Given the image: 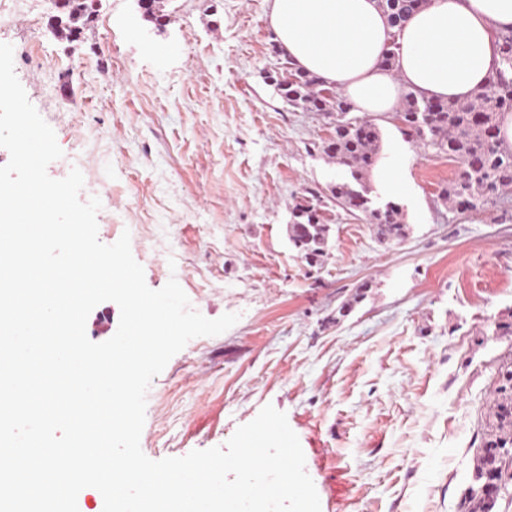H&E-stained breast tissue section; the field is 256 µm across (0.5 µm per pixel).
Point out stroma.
<instances>
[{"instance_id": "obj_1", "label": "stroma", "mask_w": 512, "mask_h": 512, "mask_svg": "<svg viewBox=\"0 0 512 512\" xmlns=\"http://www.w3.org/2000/svg\"><path fill=\"white\" fill-rule=\"evenodd\" d=\"M267 0H95L78 39L55 0H0V43L84 176L98 236H131L149 288L176 278L228 331L197 337L147 392L150 459L225 446L267 405L287 416L321 512H457L490 431L496 371L512 359V190L461 213L441 191L459 164L378 114L361 178L399 204L408 235L382 245L330 187L334 120L284 102ZM395 170L384 179V170ZM330 228L313 266L288 239L296 205ZM367 292L345 318L337 309Z\"/></svg>"}]
</instances>
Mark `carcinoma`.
Here are the masks:
<instances>
[{
	"instance_id": "1",
	"label": "carcinoma",
	"mask_w": 512,
	"mask_h": 512,
	"mask_svg": "<svg viewBox=\"0 0 512 512\" xmlns=\"http://www.w3.org/2000/svg\"><path fill=\"white\" fill-rule=\"evenodd\" d=\"M392 26L401 25L418 5L416 0H378ZM70 36L81 33L92 6L88 0H61ZM503 70L491 77L487 85L467 104L453 100L428 98L408 92L396 112L405 132L425 149H435L460 162L456 179L443 191V196L458 211L474 210L496 204L500 194L512 187V151L501 146L497 115L512 112V30L499 35ZM322 82L304 71L293 73L292 79L276 83L278 94L290 105L315 112L336 113L335 137L324 152L350 169L353 178L377 162L379 129L371 119H349L351 103L340 92L323 94ZM333 195L346 209L364 215L373 225L378 239H399L406 234L399 205L393 201L377 204L365 194H357L347 181L333 187ZM288 225L289 240L309 265L317 263L327 243V225L319 223L314 208L298 206ZM493 409L495 433L485 438L477 458L473 484L460 499L464 512H494L497 500L492 487L512 466V362L498 372Z\"/></svg>"
}]
</instances>
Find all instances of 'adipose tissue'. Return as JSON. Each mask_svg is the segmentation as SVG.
<instances>
[{"mask_svg":"<svg viewBox=\"0 0 512 512\" xmlns=\"http://www.w3.org/2000/svg\"><path fill=\"white\" fill-rule=\"evenodd\" d=\"M285 56L336 87L356 111L386 114L408 91L469 102L500 69L498 35L512 28V0H425L391 26L378 0H269ZM395 44L397 67L381 65Z\"/></svg>","mask_w":512,"mask_h":512,"instance_id":"ef3b65f1","label":"adipose tissue"}]
</instances>
